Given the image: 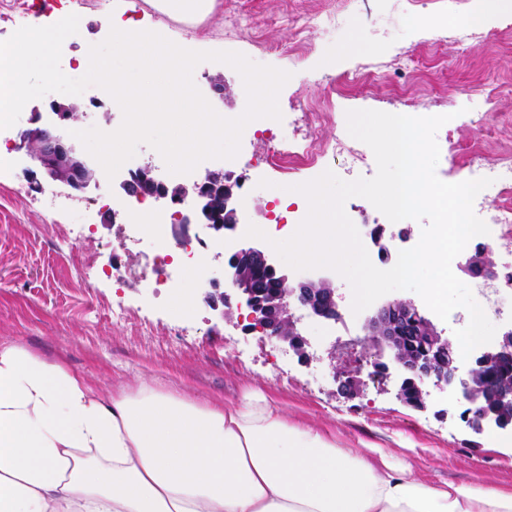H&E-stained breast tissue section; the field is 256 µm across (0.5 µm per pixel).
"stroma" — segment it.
I'll return each instance as SVG.
<instances>
[{
  "label": "stroma",
  "instance_id": "35a3bbf8",
  "mask_svg": "<svg viewBox=\"0 0 512 512\" xmlns=\"http://www.w3.org/2000/svg\"><path fill=\"white\" fill-rule=\"evenodd\" d=\"M111 5L113 18L132 19L161 30L167 39L197 51H234L253 62L290 72L278 102L282 114L273 128L276 140L300 147L315 144L321 168L352 180L376 173L374 155L363 148L357 165L339 141L348 139L346 113L373 109L403 110L428 116L455 113L452 125L439 129L440 158L436 173L444 182L463 175V160L448 151L449 142L476 146L483 154L512 153V0H221L210 19L190 25L157 11L150 0H0V41L23 26L50 24L55 9L69 6L87 26L81 39L62 48L60 68L79 77L77 60L86 44L108 35L100 13ZM343 10L341 28L298 32L295 16ZM464 22L471 33L467 47L455 51L449 18ZM197 76L221 72L223 95L207 94L215 111L240 112L236 93L241 81L233 68L218 69L205 61ZM101 98L102 105L78 113V129L115 131L121 109L99 87H88L82 100ZM47 98L28 102L14 127L0 130V340L12 339L34 354L65 353L73 371L109 383L137 376L164 382L181 377L198 397L236 402L257 392L279 404L289 422L323 432L337 446L381 448L392 465L408 468L421 481L469 483L512 491V444L488 443L486 437L462 431L453 421L465 406L429 404L419 410L401 402L392 377H371L376 350L364 328L365 314H353L352 291L337 278L341 322L324 324L295 311L297 327L310 342V363L304 364L282 343L249 329L248 311L230 307L219 316L206 303L193 315H173L174 303L196 288L182 267H175L165 287H152L142 274L150 269L154 246L125 239L131 213L118 205L124 197L117 183L101 180L71 191L38 175L24 182L16 149L18 131L31 128ZM315 112L330 113L321 127L310 124ZM499 113L503 122L492 132L480 129V118ZM245 162L223 168L230 179L246 178L248 220L264 225L270 210L290 216L297 197H280L284 181L306 182L317 172L299 167L281 173L264 161L268 141L242 138ZM269 187H260V180ZM345 212L368 252L376 247L369 227L383 225L389 251L412 248L420 239L421 222L388 221L369 201L353 197ZM407 229V240L396 239ZM134 273L118 283L104 276L113 261ZM121 318H113V311ZM359 371L364 386L355 398L344 397L334 371Z\"/></svg>",
  "mask_w": 512,
  "mask_h": 512
}]
</instances>
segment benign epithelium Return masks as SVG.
Masks as SVG:
<instances>
[{"label": "benign epithelium", "instance_id": "benign-epithelium-1", "mask_svg": "<svg viewBox=\"0 0 512 512\" xmlns=\"http://www.w3.org/2000/svg\"><path fill=\"white\" fill-rule=\"evenodd\" d=\"M73 107L72 102L51 101L48 113H37L40 124L22 131L18 139L19 148L26 149V156L52 180L82 191L98 182L100 172L93 158L64 131L65 123L73 117ZM115 180L129 197L148 196L166 206L190 201L188 213L178 215L179 225L172 227L175 238L185 241L191 227L204 225L216 234L217 241H234L228 256L216 253L218 258L225 257L222 279H211L212 291L204 294L205 302L212 307L219 301L227 306L231 297L238 298L250 310L249 320L254 327L287 345L299 361H310V343L298 330L292 308L323 323L338 320L341 310L336 284L329 276L282 270L269 251L244 237L236 193L239 183L230 182L222 169L208 168L188 184H173L160 177L150 163L118 174ZM460 268L487 280H497L501 275L488 263L486 250L481 247L468 254ZM255 269L276 278L278 290L269 294L254 287L251 272ZM365 327L371 345L389 352V361L374 363L375 374H396L401 401H406L404 392L413 386L418 396L410 406L424 409L434 388L467 403L468 409L459 419L468 431L512 440V417L505 414V407L512 405V377L493 370L502 359L512 357V328L504 330L494 343L474 350L464 370L452 341L412 300L385 301L366 318ZM333 378L338 390L349 398L362 390L363 381L354 374L340 371Z\"/></svg>", "mask_w": 512, "mask_h": 512}]
</instances>
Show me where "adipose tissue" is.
I'll list each match as a JSON object with an SVG mask.
<instances>
[{
    "instance_id": "obj_1",
    "label": "adipose tissue",
    "mask_w": 512,
    "mask_h": 512,
    "mask_svg": "<svg viewBox=\"0 0 512 512\" xmlns=\"http://www.w3.org/2000/svg\"><path fill=\"white\" fill-rule=\"evenodd\" d=\"M0 512H512L430 485L262 399L107 385L0 342Z\"/></svg>"
}]
</instances>
